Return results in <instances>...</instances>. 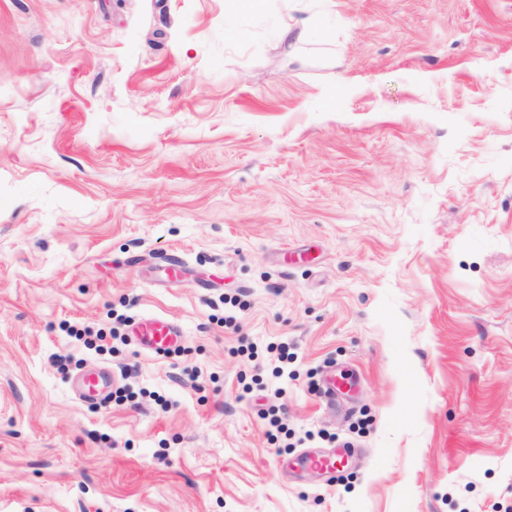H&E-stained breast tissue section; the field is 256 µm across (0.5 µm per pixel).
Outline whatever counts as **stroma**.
Returning a JSON list of instances; mask_svg holds the SVG:
<instances>
[{
	"mask_svg": "<svg viewBox=\"0 0 512 512\" xmlns=\"http://www.w3.org/2000/svg\"><path fill=\"white\" fill-rule=\"evenodd\" d=\"M0 512H512V0H0ZM133 335L138 336L143 346L158 355H164L167 350L178 346L177 328L162 318L152 317L138 323ZM110 390V372L86 376L83 380V397L89 401L105 404ZM306 463L330 477L335 476L336 471H340L345 466L344 458L336 453L311 456L307 458Z\"/></svg>",
	"mask_w": 512,
	"mask_h": 512,
	"instance_id": "stroma-1",
	"label": "stroma"
}]
</instances>
